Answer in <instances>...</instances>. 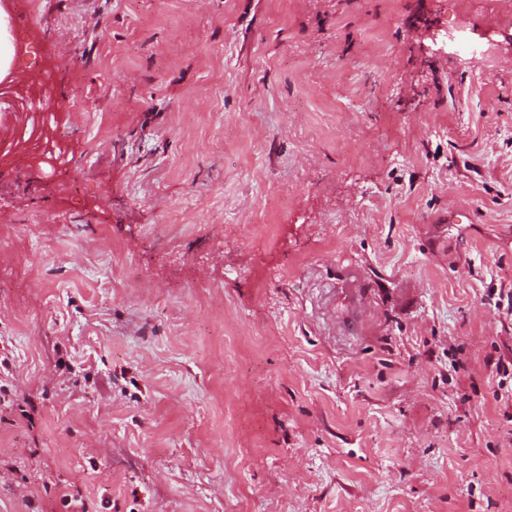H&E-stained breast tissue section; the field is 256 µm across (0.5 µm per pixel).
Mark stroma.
<instances>
[{
    "mask_svg": "<svg viewBox=\"0 0 512 512\" xmlns=\"http://www.w3.org/2000/svg\"><path fill=\"white\" fill-rule=\"evenodd\" d=\"M35 2L83 131L0 168V512H512V0Z\"/></svg>",
    "mask_w": 512,
    "mask_h": 512,
    "instance_id": "1",
    "label": "stroma"
}]
</instances>
